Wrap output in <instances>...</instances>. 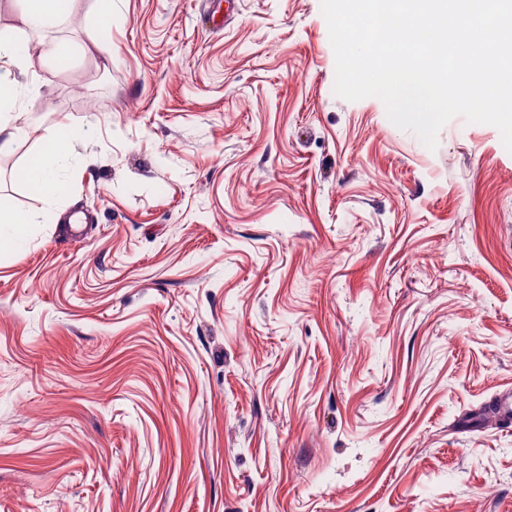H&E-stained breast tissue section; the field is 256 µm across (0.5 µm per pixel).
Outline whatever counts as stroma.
<instances>
[{"label":"stroma","instance_id":"stroma-1","mask_svg":"<svg viewBox=\"0 0 512 512\" xmlns=\"http://www.w3.org/2000/svg\"><path fill=\"white\" fill-rule=\"evenodd\" d=\"M71 0L0 204V512H512V153L338 97L321 0ZM85 166L18 171L56 125ZM43 212H29L18 214L13 210L0 205V239L14 244L20 243L29 230L31 224H41L44 222ZM2 227H6L2 233Z\"/></svg>","mask_w":512,"mask_h":512}]
</instances>
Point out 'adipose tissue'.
I'll use <instances>...</instances> for the list:
<instances>
[{
	"label": "adipose tissue",
	"mask_w": 512,
	"mask_h": 512,
	"mask_svg": "<svg viewBox=\"0 0 512 512\" xmlns=\"http://www.w3.org/2000/svg\"><path fill=\"white\" fill-rule=\"evenodd\" d=\"M70 54L71 46L67 42L33 46L26 39L0 30V152L10 150L23 124L31 122L27 103L40 92L35 82H18L14 71L25 72L47 60L62 65L68 62ZM75 138L72 129L64 125L47 136L36 159L25 169V179L34 192L48 199L59 194L63 166L79 162L73 148Z\"/></svg>",
	"instance_id": "ef3b65f1"
}]
</instances>
